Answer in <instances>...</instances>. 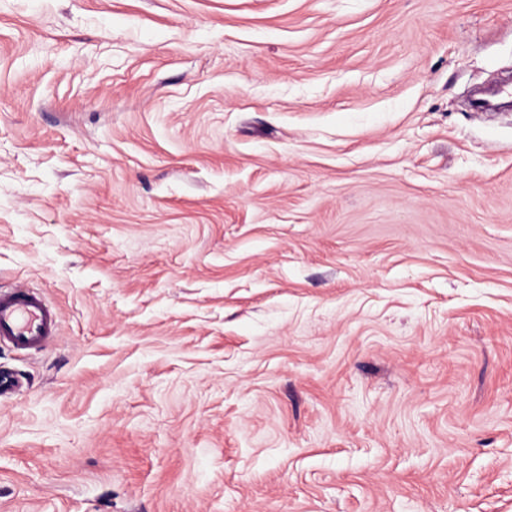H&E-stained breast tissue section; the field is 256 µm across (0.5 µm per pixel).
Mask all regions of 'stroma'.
Returning a JSON list of instances; mask_svg holds the SVG:
<instances>
[{
	"instance_id": "1",
	"label": "stroma",
	"mask_w": 512,
	"mask_h": 512,
	"mask_svg": "<svg viewBox=\"0 0 512 512\" xmlns=\"http://www.w3.org/2000/svg\"><path fill=\"white\" fill-rule=\"evenodd\" d=\"M512 0H0V512H512ZM58 333L53 308L35 290H0V344L20 352L44 348Z\"/></svg>"
}]
</instances>
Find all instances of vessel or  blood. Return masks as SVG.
Returning <instances> with one entry per match:
<instances>
[{
  "label": "vessel or blood",
  "instance_id": "vessel-or-blood-1",
  "mask_svg": "<svg viewBox=\"0 0 512 512\" xmlns=\"http://www.w3.org/2000/svg\"><path fill=\"white\" fill-rule=\"evenodd\" d=\"M58 333L53 308L35 290H0V344L20 352L44 348Z\"/></svg>",
  "mask_w": 512,
  "mask_h": 512
}]
</instances>
